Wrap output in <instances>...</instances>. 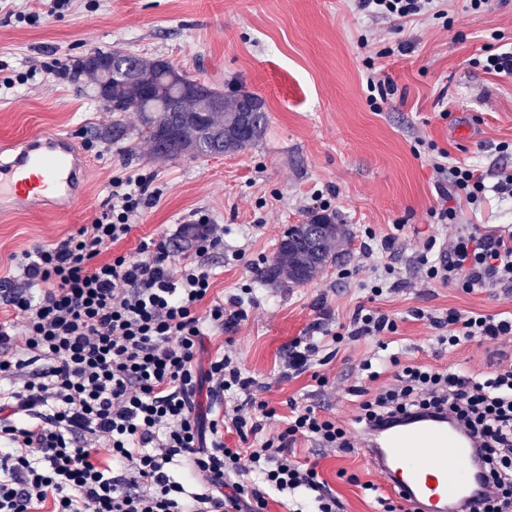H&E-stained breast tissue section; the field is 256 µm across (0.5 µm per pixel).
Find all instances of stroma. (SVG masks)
<instances>
[{"label": "stroma", "instance_id": "stroma-1", "mask_svg": "<svg viewBox=\"0 0 512 512\" xmlns=\"http://www.w3.org/2000/svg\"><path fill=\"white\" fill-rule=\"evenodd\" d=\"M467 5L448 0L444 22L376 21L358 13L351 0H76L65 16L36 25L0 9V142L36 131L68 136L89 164L84 195L66 217L34 212L0 220V262L91 223L112 176L151 174L162 194L120 250L135 254L141 239L153 238L179 251L182 228L197 211L223 225L224 250L209 257L213 293L228 297L247 287L260 303L225 333L224 351L267 383L264 397L278 413L266 423L272 432L291 398L340 418L352 412L349 390L378 337L341 345L321 366L328 383L319 389L310 374L286 377L288 346L316 335L318 327L348 321L367 293L357 280L338 278V270L386 262L384 254H363L364 231L382 236L399 224L404 246L396 259L406 285L381 306L398 321L402 360L482 369L484 354L476 344L436 353V329L408 316L415 307L435 313L512 310V293L489 288L463 294L422 282L409 264L413 232L437 203L429 163L413 152L417 139L432 141L453 159L512 169V156L491 149L512 141V75L481 66L487 55L512 49V0H494L480 12ZM387 46L393 55L378 57ZM95 48L161 57L224 92L258 95L269 116L263 139L208 159L157 156L140 133L137 113L116 116L95 99L88 77L72 82L56 74V60ZM371 65L391 86L377 110L366 89ZM119 118L127 138H106ZM318 190L330 200L337 223L349 229L348 243L313 281L290 288L262 281L258 261L272 259L289 225L320 211ZM457 210L463 224L512 226V198L493 194L477 207L459 202ZM318 459L344 512H381L361 488L382 481L362 449H324Z\"/></svg>", "mask_w": 512, "mask_h": 512}]
</instances>
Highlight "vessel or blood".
Returning a JSON list of instances; mask_svg holds the SVG:
<instances>
[{
  "instance_id": "b4317fda",
  "label": "vessel or blood",
  "mask_w": 512,
  "mask_h": 512,
  "mask_svg": "<svg viewBox=\"0 0 512 512\" xmlns=\"http://www.w3.org/2000/svg\"><path fill=\"white\" fill-rule=\"evenodd\" d=\"M87 171L86 156L60 135L37 133L20 144H1L0 213H65ZM472 444L469 436L428 417L369 431L363 451L385 486L418 512H452L479 493L469 460Z\"/></svg>"
}]
</instances>
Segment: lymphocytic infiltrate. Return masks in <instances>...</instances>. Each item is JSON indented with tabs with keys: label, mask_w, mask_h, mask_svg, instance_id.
I'll use <instances>...</instances> for the list:
<instances>
[{
	"label": "lymphocytic infiltrate",
	"mask_w": 512,
	"mask_h": 512,
	"mask_svg": "<svg viewBox=\"0 0 512 512\" xmlns=\"http://www.w3.org/2000/svg\"><path fill=\"white\" fill-rule=\"evenodd\" d=\"M375 20L441 17V0H354ZM436 207L428 223L449 226L445 238L421 234L411 255L423 282L472 293L512 291V229L490 231L457 221L451 202L512 198V171H482L429 155ZM147 174L109 183L108 203L92 223L8 260L12 286L0 299V512H267L269 502L304 501L310 512H343L317 462L300 460L298 440L346 452L355 437L387 423L428 414L471 436L485 492L480 512H512V313L451 308L439 316L414 309L438 329L440 345L484 346L481 372L403 364L388 337L396 321L375 306L322 330L320 341L288 347L292 375L311 373L324 350L369 336L380 355L365 359V384L344 420L289 401L283 427L265 433L276 411L264 385L216 352L201 361L206 338L245 318V298L213 297L209 254L223 250L224 227L199 216L190 252L166 241H141L137 256L112 254L160 196ZM24 345L14 348V331ZM389 384H381L382 375ZM226 400L219 414L200 413L198 397ZM240 439L224 441L225 429Z\"/></svg>",
	"instance_id": "lymphocytic-infiltrate-1"
}]
</instances>
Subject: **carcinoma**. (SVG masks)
Masks as SVG:
<instances>
[{"mask_svg": "<svg viewBox=\"0 0 512 512\" xmlns=\"http://www.w3.org/2000/svg\"><path fill=\"white\" fill-rule=\"evenodd\" d=\"M106 60L112 51L95 49L79 59H62L58 73L64 77L91 76L98 71L88 65L87 57ZM160 82L154 95L114 78L109 86V99L103 105L112 112H136L141 120V133L160 149L165 157H178L193 152L196 158L220 156L226 152L241 151L260 141L266 131L268 116L264 103L257 95L246 93L254 103V112L247 134L238 136L235 128L241 120V94L224 96L221 112H198L195 101L173 95L167 86V73H159ZM178 100L181 111L166 112L172 100ZM346 236L345 225L336 223V217L314 213L304 224L291 226L279 242L271 263L263 270L270 281L281 280L294 285L305 284L318 277L332 258V249Z\"/></svg>", "mask_w": 512, "mask_h": 512, "instance_id": "1", "label": "carcinoma"}]
</instances>
